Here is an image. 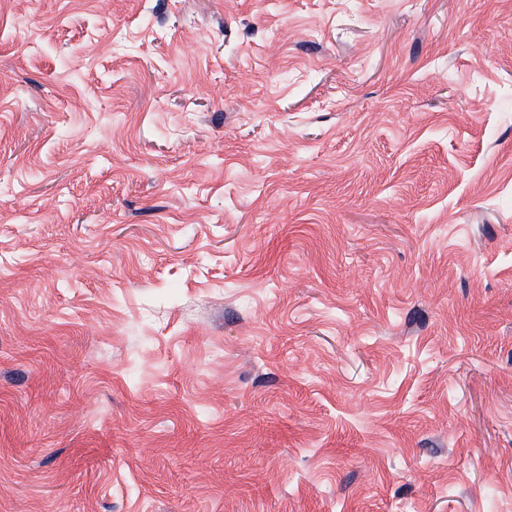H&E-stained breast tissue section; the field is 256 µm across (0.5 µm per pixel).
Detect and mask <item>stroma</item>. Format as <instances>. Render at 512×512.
I'll return each instance as SVG.
<instances>
[{"mask_svg": "<svg viewBox=\"0 0 512 512\" xmlns=\"http://www.w3.org/2000/svg\"><path fill=\"white\" fill-rule=\"evenodd\" d=\"M0 512H512V0H0Z\"/></svg>", "mask_w": 512, "mask_h": 512, "instance_id": "1", "label": "stroma"}]
</instances>
